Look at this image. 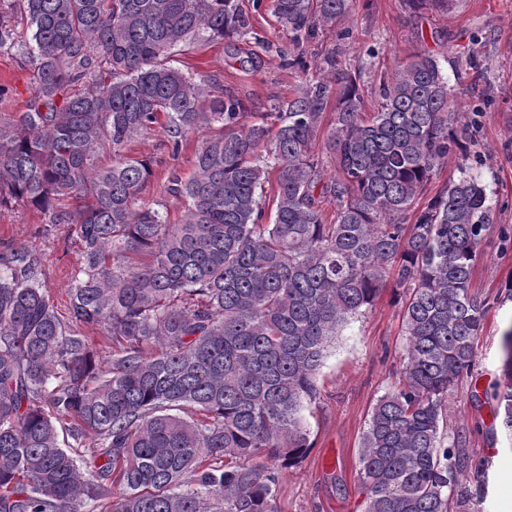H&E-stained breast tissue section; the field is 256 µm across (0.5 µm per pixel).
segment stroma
<instances>
[{
	"instance_id": "35a3bbf8",
	"label": "stroma",
	"mask_w": 512,
	"mask_h": 512,
	"mask_svg": "<svg viewBox=\"0 0 512 512\" xmlns=\"http://www.w3.org/2000/svg\"><path fill=\"white\" fill-rule=\"evenodd\" d=\"M252 21L250 33L224 42L176 50L174 66L206 85L210 94L236 95L262 112L293 97L299 85L321 80L319 62L336 48L340 63L359 69L365 114L378 99L373 88L381 74L393 72L406 55L433 54L448 75L460 109L482 106L480 133L467 150L466 162L486 183L496 207L480 257L471 275L473 296L492 304L477 339V356L469 378L448 396V425L465 429V453L478 477H465L452 512H512V437L505 435L485 393L512 383L504 364L502 334L512 325V251H501L502 233L512 234V0H457L448 12L414 13L406 0H356V8L335 31L318 30L301 50L306 71L282 68L283 34L270 0H240ZM339 29V30H340ZM0 114L19 118L33 93V67L20 52L0 55ZM195 139L172 157L163 128L127 147L130 155L149 158L153 176L144 198L179 223L183 199L166 191L171 172L189 176L194 169ZM25 244L41 261V281L58 310H65L66 289L80 258L70 225L45 226L36 210L20 206L0 211V247ZM503 305H496V298ZM404 337L398 293L387 287L364 315L339 336L317 376L320 395L305 412L311 447L297 466L279 478L278 512H364L358 476L361 437L376 400L397 380Z\"/></svg>"
}]
</instances>
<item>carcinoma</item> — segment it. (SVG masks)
<instances>
[{
    "instance_id": "1",
    "label": "carcinoma",
    "mask_w": 512,
    "mask_h": 512,
    "mask_svg": "<svg viewBox=\"0 0 512 512\" xmlns=\"http://www.w3.org/2000/svg\"><path fill=\"white\" fill-rule=\"evenodd\" d=\"M354 2L273 0L295 48L283 66L305 70L296 49ZM250 30L239 0H0V52L24 49L35 84L19 119L0 115V210L31 207L81 246L64 315L34 253L0 252V512H81L114 494L110 512H277L329 348L390 281L405 343L362 434L365 512H449L469 475L448 392L471 374L489 310L470 280L495 211L464 164L417 200L475 122L424 51L380 77L368 117L334 48L328 81L271 112L211 99L170 64L178 47ZM157 125L174 158L200 133L192 175L168 178L187 202L178 224L142 200L150 160L125 153ZM78 326L120 345L107 365ZM491 397L511 434L512 386ZM61 418L76 444L93 438L91 459L61 445Z\"/></svg>"
}]
</instances>
